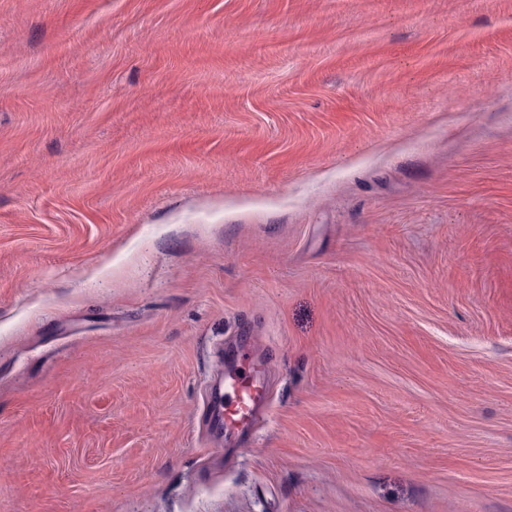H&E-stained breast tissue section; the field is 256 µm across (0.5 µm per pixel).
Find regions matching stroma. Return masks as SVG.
Masks as SVG:
<instances>
[{
	"instance_id": "35a3bbf8",
	"label": "stroma",
	"mask_w": 512,
	"mask_h": 512,
	"mask_svg": "<svg viewBox=\"0 0 512 512\" xmlns=\"http://www.w3.org/2000/svg\"><path fill=\"white\" fill-rule=\"evenodd\" d=\"M0 512H512V0H0ZM238 356L245 360L247 370L241 371L238 364L224 368L215 387L219 403L209 418L211 429L222 431L224 439L246 437L268 408L266 365L260 354L254 346L246 345L241 347ZM225 393L233 395L228 403L224 401Z\"/></svg>"
}]
</instances>
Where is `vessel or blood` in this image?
Segmentation results:
<instances>
[{"instance_id":"obj_1","label":"vessel or blood","mask_w":512,"mask_h":512,"mask_svg":"<svg viewBox=\"0 0 512 512\" xmlns=\"http://www.w3.org/2000/svg\"><path fill=\"white\" fill-rule=\"evenodd\" d=\"M238 356L245 360V367L225 369L215 387L217 395H230L231 400L218 403L209 418L211 429L234 440L246 437L268 408L265 363L251 345L241 347Z\"/></svg>"}]
</instances>
